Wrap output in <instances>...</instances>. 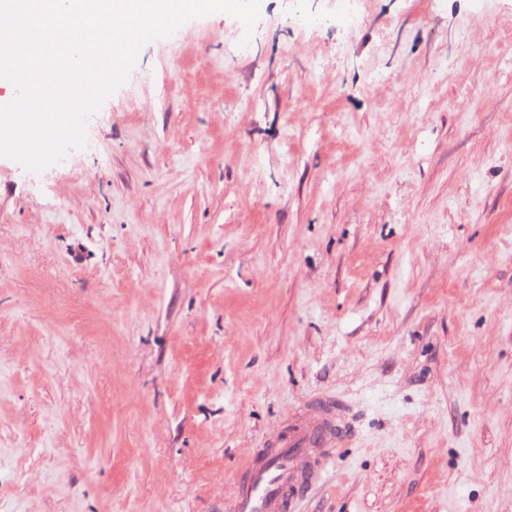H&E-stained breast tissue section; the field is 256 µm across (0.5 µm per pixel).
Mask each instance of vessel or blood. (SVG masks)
Wrapping results in <instances>:
<instances>
[{
  "instance_id": "obj_1",
  "label": "vessel or blood",
  "mask_w": 512,
  "mask_h": 512,
  "mask_svg": "<svg viewBox=\"0 0 512 512\" xmlns=\"http://www.w3.org/2000/svg\"><path fill=\"white\" fill-rule=\"evenodd\" d=\"M349 435L332 398L316 401L311 414L295 413L265 456L248 454L229 494L231 512H293L303 489L319 479L333 449Z\"/></svg>"
}]
</instances>
